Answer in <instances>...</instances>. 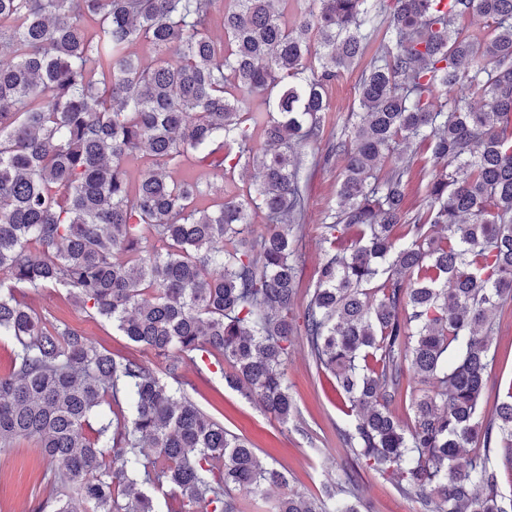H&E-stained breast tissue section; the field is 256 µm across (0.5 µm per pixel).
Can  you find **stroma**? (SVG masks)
Returning a JSON list of instances; mask_svg holds the SVG:
<instances>
[{"mask_svg": "<svg viewBox=\"0 0 512 512\" xmlns=\"http://www.w3.org/2000/svg\"><path fill=\"white\" fill-rule=\"evenodd\" d=\"M359 69L346 71L329 91L330 112L324 137L305 149L302 173L305 223L296 242L300 275L299 305H306L317 286L318 268L324 260L321 232L338 208L340 166L326 155L346 124L355 100ZM21 299L53 322H63L87 336L96 346L113 354L156 364L153 352L130 342L110 322L77 306L63 288L37 292L21 290ZM488 368L490 382L484 400L494 405L512 388V303L498 312ZM288 384L298 414L282 426L257 404L229 388L218 368L196 372L185 364L186 390L205 411L228 430L248 439L259 456L287 471L290 490L307 496L322 492L328 478L357 471L355 490L359 512H424L419 499L399 493L394 481L372 470L358 469L350 453L342 448L337 431L345 422L339 400L327 379L319 378L305 344L295 342L288 359ZM59 487L53 469L38 453L33 441L21 439L0 449V512H35L39 503L52 498Z\"/></svg>", "mask_w": 512, "mask_h": 512, "instance_id": "obj_1", "label": "stroma"}]
</instances>
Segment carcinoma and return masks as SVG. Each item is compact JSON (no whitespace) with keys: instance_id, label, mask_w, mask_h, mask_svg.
<instances>
[{"instance_id":"carcinoma-1","label":"carcinoma","mask_w":512,"mask_h":512,"mask_svg":"<svg viewBox=\"0 0 512 512\" xmlns=\"http://www.w3.org/2000/svg\"><path fill=\"white\" fill-rule=\"evenodd\" d=\"M307 2L290 22L288 0H0V336L18 344L0 376V447L34 441L74 487L52 512H154L149 489L165 486L180 512H244L287 487L185 393L182 365L201 354L286 425L298 335L348 404L339 437L356 460L424 512H512L492 464L512 470V392L483 405L496 313L512 300V0ZM473 13L489 39L461 25ZM379 38L393 47L367 62L331 147L339 207L300 313L303 147L322 137L329 88ZM141 41L149 64L131 51ZM256 95L264 110H247ZM422 144L438 172L408 218ZM183 168L215 180L171 177ZM251 168L257 185L224 190ZM50 286L164 367L100 349L17 295ZM409 373L425 390L405 422L391 406ZM354 498L347 474L322 499L283 493L274 512H358Z\"/></svg>"}]
</instances>
